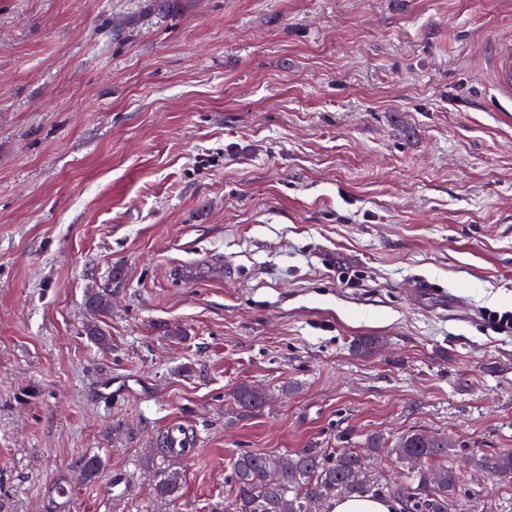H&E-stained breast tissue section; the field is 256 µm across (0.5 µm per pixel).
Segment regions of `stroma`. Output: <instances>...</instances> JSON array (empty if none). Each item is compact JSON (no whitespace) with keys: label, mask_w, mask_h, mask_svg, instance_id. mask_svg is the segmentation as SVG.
Masks as SVG:
<instances>
[{"label":"stroma","mask_w":512,"mask_h":512,"mask_svg":"<svg viewBox=\"0 0 512 512\" xmlns=\"http://www.w3.org/2000/svg\"><path fill=\"white\" fill-rule=\"evenodd\" d=\"M509 31L512 0H0V512H230L242 451L413 429L512 512L467 466L512 450ZM489 80L504 97H512V36L511 33L495 37L485 63ZM233 399L240 408L256 411L271 403L274 397L268 391L242 384L234 392ZM187 429L192 432L191 438L194 437V431ZM191 438L185 426L172 424L162 435L159 446L168 459L174 461L175 464H181L183 461L193 458L198 452V441ZM152 454L156 456L157 459H160L163 464V468L159 471V475L154 484V497L160 501H171L178 498L182 491V478L179 471H177L165 457L160 456L156 448H152ZM166 463L167 466H165Z\"/></svg>","instance_id":"1"}]
</instances>
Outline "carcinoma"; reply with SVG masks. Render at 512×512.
Instances as JSON below:
<instances>
[{
  "label": "carcinoma",
  "instance_id": "obj_1",
  "mask_svg": "<svg viewBox=\"0 0 512 512\" xmlns=\"http://www.w3.org/2000/svg\"><path fill=\"white\" fill-rule=\"evenodd\" d=\"M112 293L90 291L85 298L87 308L104 313L111 304ZM235 403L245 410H260L272 402L273 395L249 384L240 385L233 394ZM366 451L351 448H301L292 454L267 455L240 453L232 462L227 482L234 488L231 512H307L311 498L318 501L317 512H331L333 501L342 497H392L394 486L407 483L419 491L412 506L401 512H479L476 498L460 501L457 491L460 475L450 461L453 439L447 434H430L411 430L389 440L380 433L365 439ZM404 465L415 460L420 467L405 470L394 479L378 475L373 461L382 450ZM159 471L153 494L159 500L171 501L180 496L182 478L179 471L168 466ZM474 468L492 477H512V451L494 454L476 453L471 458ZM80 472L87 482L99 478L103 461L98 455H84L79 460ZM271 471L280 473L277 484L267 482Z\"/></svg>",
  "mask_w": 512,
  "mask_h": 512
}]
</instances>
